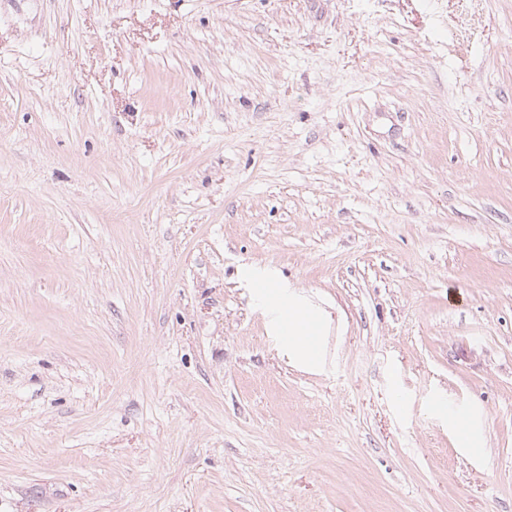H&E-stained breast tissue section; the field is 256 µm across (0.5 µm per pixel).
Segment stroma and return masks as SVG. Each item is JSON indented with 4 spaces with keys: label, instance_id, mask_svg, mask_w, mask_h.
<instances>
[{
    "label": "stroma",
    "instance_id": "1",
    "mask_svg": "<svg viewBox=\"0 0 512 512\" xmlns=\"http://www.w3.org/2000/svg\"><path fill=\"white\" fill-rule=\"evenodd\" d=\"M0 512H512V0H0ZM297 310H289L288 317L290 319L289 333L292 336L296 337H288V350L296 357L299 361L306 365H312L316 361L317 353H314L313 350L309 349L305 342L300 339L301 336L306 340V342L315 348L319 347V339L320 333L316 327H311L308 335L309 321L308 316L313 315L316 319V323L320 328L322 324V316L318 313L317 318L314 314L306 311L302 307H294ZM320 320V321H319ZM321 322V324H320ZM306 335V336H305Z\"/></svg>",
    "mask_w": 512,
    "mask_h": 512
}]
</instances>
